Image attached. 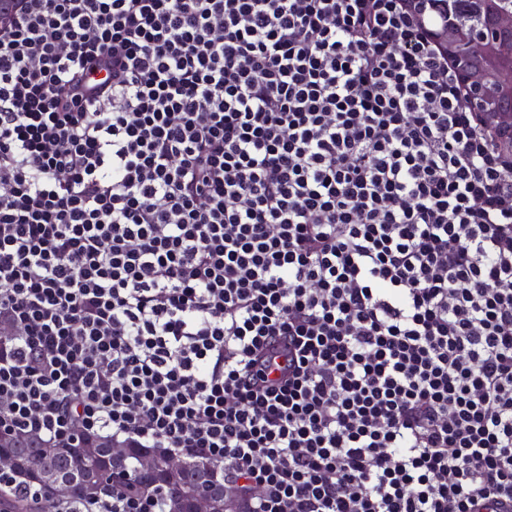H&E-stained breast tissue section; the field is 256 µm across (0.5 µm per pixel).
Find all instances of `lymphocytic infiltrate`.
Wrapping results in <instances>:
<instances>
[{"instance_id": "1", "label": "lymphocytic infiltrate", "mask_w": 512, "mask_h": 512, "mask_svg": "<svg viewBox=\"0 0 512 512\" xmlns=\"http://www.w3.org/2000/svg\"><path fill=\"white\" fill-rule=\"evenodd\" d=\"M447 22L17 0L0 431L206 459L258 488L246 512L512 508V156L431 39Z\"/></svg>"}]
</instances>
